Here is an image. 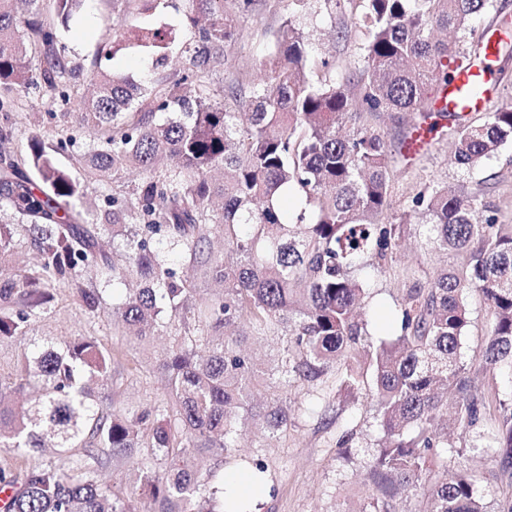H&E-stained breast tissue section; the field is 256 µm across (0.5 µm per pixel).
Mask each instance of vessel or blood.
<instances>
[{"mask_svg":"<svg viewBox=\"0 0 512 512\" xmlns=\"http://www.w3.org/2000/svg\"><path fill=\"white\" fill-rule=\"evenodd\" d=\"M499 43L487 40L479 54L456 63L453 79L442 91L439 107L452 115H466L482 109L498 92L487 66L498 54Z\"/></svg>","mask_w":512,"mask_h":512,"instance_id":"b4317fda","label":"vessel or blood"}]
</instances>
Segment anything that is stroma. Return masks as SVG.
<instances>
[{
  "label": "stroma",
  "instance_id": "1",
  "mask_svg": "<svg viewBox=\"0 0 512 512\" xmlns=\"http://www.w3.org/2000/svg\"><path fill=\"white\" fill-rule=\"evenodd\" d=\"M352 12L351 0H308L305 7L297 9L281 0L278 6L238 18L240 37L228 46L224 60L210 67L212 93L220 98L229 87L255 79L288 15L310 36L318 62L314 80L343 83L349 74L364 67L366 34L352 24ZM124 29L119 0H87L80 24L62 35L67 46L65 66L76 74L79 85H86L94 72L98 46ZM417 120L413 112H381L367 122L395 151L389 214L403 226L392 261L379 269L366 268L360 276L364 313L375 344L397 334L407 288L430 281L444 270L461 271L466 263L465 254L432 249L419 236L422 216L411 203L419 190L433 184L465 183L500 223L512 224V143L467 170L454 161V131L446 127L429 151L407 159L398 155L397 149ZM0 130L9 134L0 146L10 151L25 146L35 132L48 142L70 141L69 151L60 160L76 177H83L79 160L91 150L94 139L81 121L76 100H65L47 88L41 89L34 106L27 97H18L13 111L0 112ZM52 294L49 313L31 329L0 339L1 375H10L34 343H60L89 335L120 356L112 383L105 390L117 406L137 408L170 400L161 364L174 343L172 333L139 342L116 332L111 311H101L93 318L82 316L72 288L58 286ZM466 301L469 323L462 338V362L476 379L475 394L482 414L470 429L449 425L448 439L454 452L448 457L447 469H434L428 478L435 483L449 473L469 474L487 512H507L512 507V469H504L485 447L495 443L504 411L512 409V369L485 367L483 352L493 324L492 311L478 291H468ZM344 370L345 362L340 359L316 385L298 382L279 391L290 417L287 431L279 438L269 439L251 430L245 433L240 455L230 468L238 471L255 461L263 463L260 512H365L372 498L367 472L380 437L374 381L368 375L361 389L338 390L336 381ZM347 431L353 432V441L349 447H338L339 436Z\"/></svg>",
  "mask_w": 512,
  "mask_h": 512
}]
</instances>
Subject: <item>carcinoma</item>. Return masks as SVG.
<instances>
[{
    "label": "carcinoma",
    "instance_id": "obj_1",
    "mask_svg": "<svg viewBox=\"0 0 512 512\" xmlns=\"http://www.w3.org/2000/svg\"><path fill=\"white\" fill-rule=\"evenodd\" d=\"M85 0H0V112L41 84L69 97L75 75L62 62L61 33L71 28ZM132 45L147 51L154 69L176 51L193 69L168 87L136 83L108 69L115 43L99 47L93 89L81 117L97 140L82 158L85 174L119 182L134 168L140 182L112 197V212L80 209L84 191L57 161L65 141L33 134L17 152H0V210L23 222L36 264L0 280V338L18 336L47 313L50 289L71 285L94 269L127 285L112 300L123 333L142 341L162 328L175 331L162 363L172 403L112 412L96 389L112 379L117 361L94 336L62 345L46 342L23 355L0 379V447L26 459L0 466V483L13 488L7 512H251L226 508L224 471L203 457H236L239 435L253 426L268 438L288 429V410L270 396L291 381L314 383L344 355L370 357L382 438L367 479L375 493L370 512H392L400 489L422 484L429 464L448 461V428L439 425L448 401L455 421L470 428L480 419L474 381L461 362L468 326L466 292H481L494 322L484 352L489 366L512 367V224L483 209L462 184L419 191L427 244L469 254L464 276L446 271L407 289L400 330L373 347L358 309L365 290L351 276L367 253L382 267L392 258L402 225L384 222L390 209V159L383 137L364 123L378 112L436 111L452 79L451 64L465 54L431 37L434 29L466 30L489 0H358L354 24L366 30L364 69L357 93L318 84L306 33L284 19L270 75L231 90L230 100L210 93L208 73L237 36L233 18L257 0H190L184 24L193 37L153 18L173 0H123ZM246 125H239V111ZM167 117L156 121L157 113ZM512 142V104L456 131L455 160L472 168ZM306 197L311 222L290 224L281 194ZM224 199L221 215L212 207ZM142 221L131 230L126 219ZM126 238L118 261L99 244L98 231ZM224 238V255L211 248ZM178 246L223 292L199 297L158 247ZM14 247V227L0 224V259ZM82 310L103 309L99 288L76 289ZM287 331L295 353L283 352L263 369L247 342ZM148 437L150 457L137 462L134 484L115 490L109 468L133 459ZM501 465L512 467V412L498 438ZM425 512H485L472 481L453 475L427 490Z\"/></svg>",
    "mask_w": 512,
    "mask_h": 512
}]
</instances>
